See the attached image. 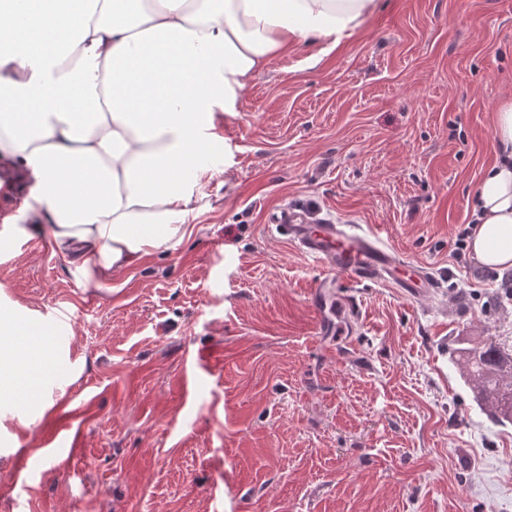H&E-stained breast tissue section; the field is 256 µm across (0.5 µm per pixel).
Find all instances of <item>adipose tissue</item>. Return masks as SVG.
Instances as JSON below:
<instances>
[{
  "mask_svg": "<svg viewBox=\"0 0 512 512\" xmlns=\"http://www.w3.org/2000/svg\"><path fill=\"white\" fill-rule=\"evenodd\" d=\"M378 0H0V189L86 281L179 243L221 174L220 117L270 57L336 45ZM476 190L470 250L512 266V100ZM0 421L45 395L59 345L0 309Z\"/></svg>",
  "mask_w": 512,
  "mask_h": 512,
  "instance_id": "adipose-tissue-1",
  "label": "adipose tissue"
}]
</instances>
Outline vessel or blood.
Here are the masks:
<instances>
[{
  "instance_id": "b4317fda",
  "label": "vessel or blood",
  "mask_w": 512,
  "mask_h": 512,
  "mask_svg": "<svg viewBox=\"0 0 512 512\" xmlns=\"http://www.w3.org/2000/svg\"><path fill=\"white\" fill-rule=\"evenodd\" d=\"M277 227L286 229L300 248L316 258L334 276L320 281L309 293L310 306L321 312L343 282H385L413 296L433 291L436 276L425 266L398 260L391 249L371 232L352 224L328 220L313 222L301 213L281 209L274 214Z\"/></svg>"
}]
</instances>
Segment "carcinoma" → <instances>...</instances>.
Instances as JSON below:
<instances>
[{
    "label": "carcinoma",
    "mask_w": 512,
    "mask_h": 512,
    "mask_svg": "<svg viewBox=\"0 0 512 512\" xmlns=\"http://www.w3.org/2000/svg\"><path fill=\"white\" fill-rule=\"evenodd\" d=\"M481 403L502 421H512V352L493 341L456 349Z\"/></svg>",
    "instance_id": "carcinoma-1"
}]
</instances>
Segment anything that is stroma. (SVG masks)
<instances>
[{
	"instance_id": "35a3bbf8",
	"label": "stroma",
	"mask_w": 512,
	"mask_h": 512,
	"mask_svg": "<svg viewBox=\"0 0 512 512\" xmlns=\"http://www.w3.org/2000/svg\"><path fill=\"white\" fill-rule=\"evenodd\" d=\"M509 97L512 0H381L252 78L180 244L88 286L16 226L0 305L61 355L27 426L0 423V512H512V423L452 354L512 349L503 270L457 245ZM286 206L380 235L437 292L344 285L324 318L351 294L359 321L318 334L330 272L272 226Z\"/></svg>"
}]
</instances>
